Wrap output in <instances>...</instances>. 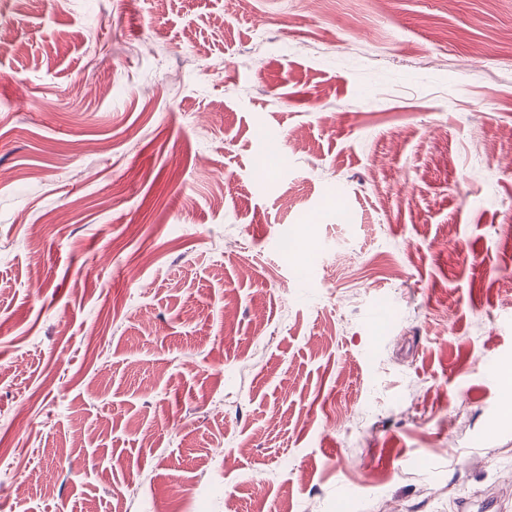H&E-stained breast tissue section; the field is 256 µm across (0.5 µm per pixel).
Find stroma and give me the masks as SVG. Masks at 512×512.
I'll return each mask as SVG.
<instances>
[{
  "instance_id": "obj_1",
  "label": "stroma",
  "mask_w": 512,
  "mask_h": 512,
  "mask_svg": "<svg viewBox=\"0 0 512 512\" xmlns=\"http://www.w3.org/2000/svg\"><path fill=\"white\" fill-rule=\"evenodd\" d=\"M510 127L512 0H0V512H512Z\"/></svg>"
}]
</instances>
